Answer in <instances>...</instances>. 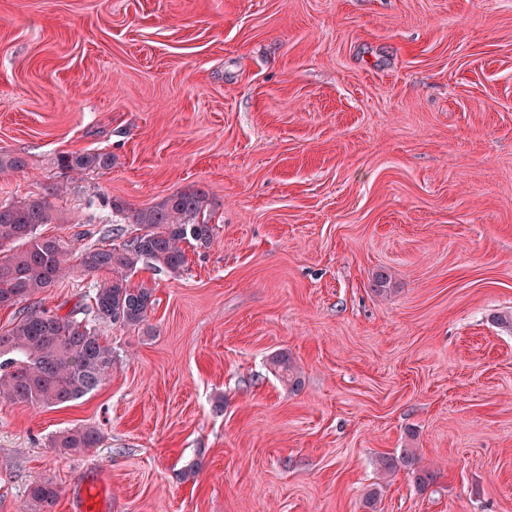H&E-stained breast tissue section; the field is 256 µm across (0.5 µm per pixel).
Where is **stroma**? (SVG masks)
<instances>
[{"label":"stroma","mask_w":512,"mask_h":512,"mask_svg":"<svg viewBox=\"0 0 512 512\" xmlns=\"http://www.w3.org/2000/svg\"><path fill=\"white\" fill-rule=\"evenodd\" d=\"M83 151L112 166L43 236L94 247L112 200L191 189L216 236L135 273L156 302L101 326L96 391L0 402V512L41 480L71 512L88 476L111 512H512V0H0V155L28 162L0 202ZM79 426L97 448L51 447ZM407 448L432 483L380 469Z\"/></svg>","instance_id":"obj_1"}]
</instances>
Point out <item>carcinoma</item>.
<instances>
[{
	"instance_id": "obj_1",
	"label": "carcinoma",
	"mask_w": 512,
	"mask_h": 512,
	"mask_svg": "<svg viewBox=\"0 0 512 512\" xmlns=\"http://www.w3.org/2000/svg\"><path fill=\"white\" fill-rule=\"evenodd\" d=\"M57 165L67 180L48 188L47 195L0 203V307H13L45 292L70 276L75 267L86 274L107 271L112 277L91 284L85 317L73 310L60 315L47 309L23 307L6 331H0V400L14 404L53 408L97 390L115 363L112 346L102 340L99 326L121 324L138 327L154 304L153 289L133 286L130 278L143 265L159 273L180 276L187 258L182 244L194 241L209 247L215 227L209 223L211 202L202 190L172 194L153 206L130 210L121 200L112 201L117 224H137V233L117 232L111 243L77 249L70 243L46 238L42 224L60 220L48 201L70 190L73 175L112 167L107 152L71 153L59 156ZM26 160L1 155L0 172L22 171ZM279 377L291 387L299 386L288 355L272 358ZM101 436L93 427L70 429L54 439L52 447L88 453ZM379 466L390 473L402 464L412 470L415 483L424 487L433 473L418 466L415 453L406 449L401 457L381 456ZM29 501L50 507L58 497L52 482L33 484Z\"/></svg>"
}]
</instances>
